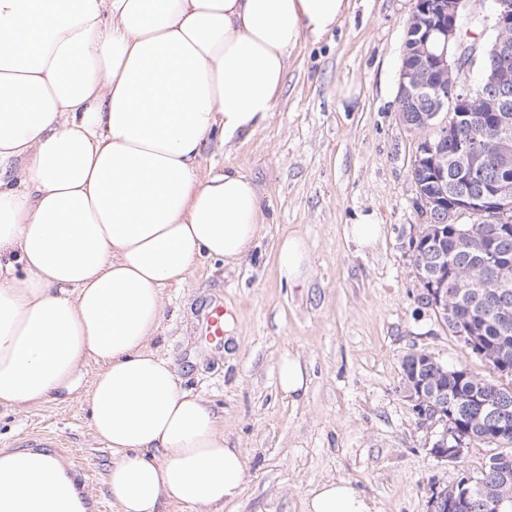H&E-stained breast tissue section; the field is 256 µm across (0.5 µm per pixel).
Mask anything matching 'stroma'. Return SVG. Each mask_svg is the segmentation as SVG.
<instances>
[{"mask_svg":"<svg viewBox=\"0 0 512 512\" xmlns=\"http://www.w3.org/2000/svg\"><path fill=\"white\" fill-rule=\"evenodd\" d=\"M416 0H350L332 34L292 51L274 115L250 137L211 145L201 174L232 166L263 195L265 228L240 264L208 259L183 286L165 290L159 346L185 389L224 416V434L246 455L251 477L223 512H304L320 483L343 478L376 512H428L433 489L474 474L494 444H471L461 461L428 453L437 432L419 423L401 369L412 349L451 368L486 374L482 362L442 329L420 300L410 241L423 219L411 165L416 137L397 118L407 23ZM376 212L383 236L357 248L346 228ZM288 234L310 263L295 283L276 250ZM223 305L222 343L201 332ZM299 356L309 387L299 401L278 386V363ZM38 434L65 443L102 499L112 456L89 422L84 397L0 411V452Z\"/></svg>","mask_w":512,"mask_h":512,"instance_id":"1","label":"stroma"}]
</instances>
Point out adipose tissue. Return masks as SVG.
Instances as JSON below:
<instances>
[{
  "instance_id": "adipose-tissue-1",
  "label": "adipose tissue",
  "mask_w": 512,
  "mask_h": 512,
  "mask_svg": "<svg viewBox=\"0 0 512 512\" xmlns=\"http://www.w3.org/2000/svg\"><path fill=\"white\" fill-rule=\"evenodd\" d=\"M350 0H0V409L85 391L117 512H223L249 478L224 418L156 340L165 289L238 265L262 196L213 142L271 118L288 52ZM99 364L90 387L83 369ZM13 512H85L61 464L0 457ZM305 512H374L350 482Z\"/></svg>"
}]
</instances>
